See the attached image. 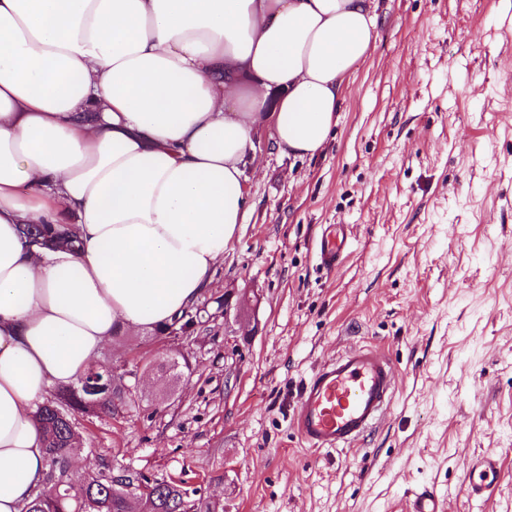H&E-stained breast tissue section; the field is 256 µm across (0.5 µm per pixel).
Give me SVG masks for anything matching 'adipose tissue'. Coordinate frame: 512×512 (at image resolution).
<instances>
[{
    "instance_id": "adipose-tissue-1",
    "label": "adipose tissue",
    "mask_w": 512,
    "mask_h": 512,
    "mask_svg": "<svg viewBox=\"0 0 512 512\" xmlns=\"http://www.w3.org/2000/svg\"><path fill=\"white\" fill-rule=\"evenodd\" d=\"M376 28L371 0H0V512L49 489L48 392L211 287L256 133L321 153ZM67 222L75 252L18 233Z\"/></svg>"
}]
</instances>
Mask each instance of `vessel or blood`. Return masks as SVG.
<instances>
[{"label": "vessel or blood", "mask_w": 512, "mask_h": 512, "mask_svg": "<svg viewBox=\"0 0 512 512\" xmlns=\"http://www.w3.org/2000/svg\"><path fill=\"white\" fill-rule=\"evenodd\" d=\"M395 384V366L371 346L351 348L320 364L301 386L293 427L309 449L343 448L356 443L384 414ZM497 459L483 456L470 466L468 495L482 504L494 500ZM445 499L425 488L410 501V512H445Z\"/></svg>", "instance_id": "obj_1"}]
</instances>
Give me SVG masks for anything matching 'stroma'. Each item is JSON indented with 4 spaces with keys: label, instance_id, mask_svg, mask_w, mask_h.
<instances>
[{
    "label": "stroma",
    "instance_id": "35a3bbf8",
    "mask_svg": "<svg viewBox=\"0 0 512 512\" xmlns=\"http://www.w3.org/2000/svg\"><path fill=\"white\" fill-rule=\"evenodd\" d=\"M377 37L317 156L274 131L244 166L250 209L189 338L113 337L136 408L76 414L77 473L101 463L184 477L216 512H512V0H374ZM346 250L322 268V237ZM259 297L258 327L217 316ZM396 367L390 406L354 445L306 449L291 425L305 380L354 346ZM500 461L495 501L464 488ZM445 499L434 489L424 488L413 495L410 512H445Z\"/></svg>",
    "mask_w": 512,
    "mask_h": 512
}]
</instances>
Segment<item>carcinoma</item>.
Masks as SVG:
<instances>
[{
	"label": "carcinoma",
	"instance_id": "obj_1",
	"mask_svg": "<svg viewBox=\"0 0 512 512\" xmlns=\"http://www.w3.org/2000/svg\"><path fill=\"white\" fill-rule=\"evenodd\" d=\"M20 232L26 237L44 238L43 247L78 248V235L70 224H23ZM126 395L124 376L112 368L89 367L75 387L62 388L40 406L35 418L42 427L46 441L47 478L55 494L39 493L30 498L23 512H196L198 504L189 499L182 488L184 480H149L129 468L124 474L113 473L106 464L92 474L70 470L71 456L81 449L74 431L72 416L81 413H110L116 399Z\"/></svg>",
	"mask_w": 512,
	"mask_h": 512
}]
</instances>
